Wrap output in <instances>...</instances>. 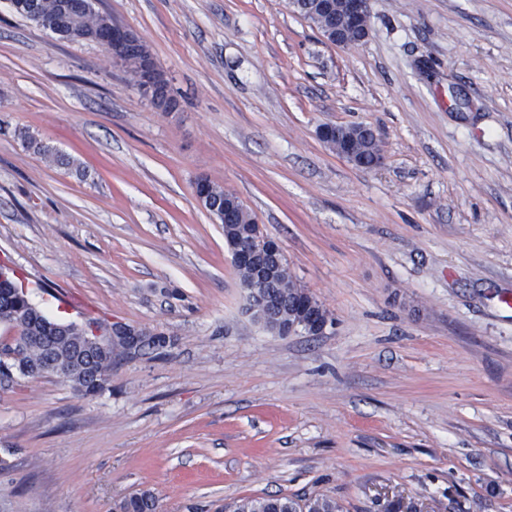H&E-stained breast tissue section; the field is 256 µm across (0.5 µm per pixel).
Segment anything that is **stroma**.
<instances>
[{"label":"stroma","instance_id":"35a3bbf8","mask_svg":"<svg viewBox=\"0 0 512 512\" xmlns=\"http://www.w3.org/2000/svg\"><path fill=\"white\" fill-rule=\"evenodd\" d=\"M146 42L175 111L100 44L0 0V262L62 322L164 332L85 395L0 393V512H512V0H369L360 46L291 0H97ZM324 123L379 134L358 168ZM29 132L79 170L26 148ZM206 178L235 192L329 312L247 310ZM241 283V288H248ZM246 291L249 309L254 318L267 330L274 334L287 336L293 333H304L309 336L321 335L329 324V316L323 308L310 299L306 311L295 319L288 320L279 313V307L274 306L269 299L260 298L255 293ZM258 298L259 302L256 301ZM156 509V499L150 491L133 494L120 505L122 512H156ZM303 502V503H300ZM296 501L286 497H268L258 499H245L235 505L234 512L252 511L262 506L259 512H339L340 506L336 501L326 497H311Z\"/></svg>","mask_w":512,"mask_h":512}]
</instances>
